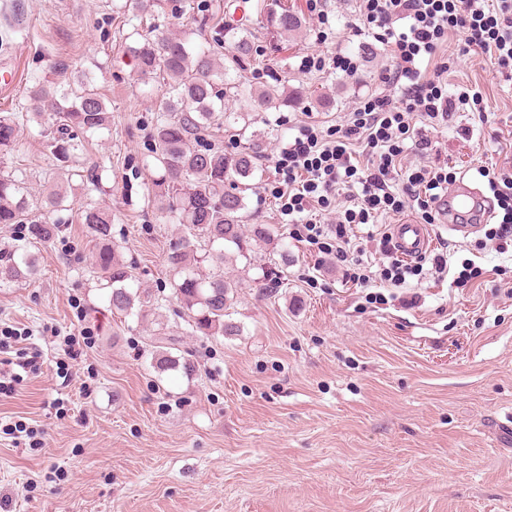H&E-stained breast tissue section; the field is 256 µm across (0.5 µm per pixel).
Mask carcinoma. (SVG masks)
<instances>
[{"instance_id": "carcinoma-1", "label": "carcinoma", "mask_w": 512, "mask_h": 512, "mask_svg": "<svg viewBox=\"0 0 512 512\" xmlns=\"http://www.w3.org/2000/svg\"><path fill=\"white\" fill-rule=\"evenodd\" d=\"M267 26L279 37L299 34L304 19L288 0H268L263 6ZM128 47L143 81L158 76L166 80L154 131L152 185L165 198L160 218L182 227L178 245L167 262L173 275V298L193 315L192 332L203 336H236L237 324L226 319L238 282L224 278V272H200L210 262L221 267L247 250L245 197L238 184L252 179L258 171L268 140L267 132L253 135L248 145L232 156L210 147L196 149L191 141L213 126L232 128L255 123L254 115L234 107L247 98L256 110L288 104V95L276 86L255 87L241 82L242 72L257 54L247 24L224 26V41L193 44L181 35L142 33ZM224 48V61L217 59ZM24 118L55 129L49 148L52 155L67 162L85 150L82 140L68 134L75 127L92 135L110 128L112 112L93 80L82 73L56 82H38L28 90ZM20 113L0 112V156L16 148L21 125ZM67 196L52 190L40 201L33 199L25 182L0 173V224H27L31 237L43 243L55 238L58 223L52 214L66 209ZM82 223L95 238L94 264L110 288L109 306L124 314L148 316L144 304L136 303L138 291L131 284L129 266L112 246V214L96 205L81 212ZM38 257L27 249L0 251V284L25 282L38 273Z\"/></svg>"}]
</instances>
